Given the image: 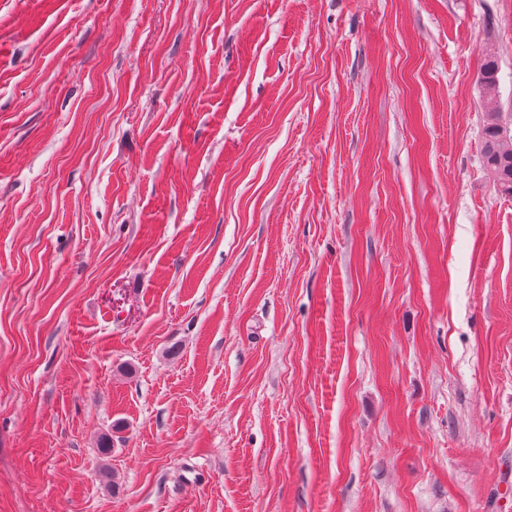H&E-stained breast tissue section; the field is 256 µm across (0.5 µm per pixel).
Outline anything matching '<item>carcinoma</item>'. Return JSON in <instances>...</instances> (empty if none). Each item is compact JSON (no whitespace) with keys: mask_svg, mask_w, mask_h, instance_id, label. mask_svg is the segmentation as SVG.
<instances>
[{"mask_svg":"<svg viewBox=\"0 0 512 512\" xmlns=\"http://www.w3.org/2000/svg\"><path fill=\"white\" fill-rule=\"evenodd\" d=\"M498 71L495 52L485 50L478 76L480 94L487 106L482 128V160L493 172L499 191L512 197V131L504 128L502 113L497 108Z\"/></svg>","mask_w":512,"mask_h":512,"instance_id":"obj_1","label":"carcinoma"}]
</instances>
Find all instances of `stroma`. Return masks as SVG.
<instances>
[{"instance_id":"1","label":"stroma","mask_w":512,"mask_h":512,"mask_svg":"<svg viewBox=\"0 0 512 512\" xmlns=\"http://www.w3.org/2000/svg\"><path fill=\"white\" fill-rule=\"evenodd\" d=\"M488 46L512 121V0H0V512H494Z\"/></svg>"}]
</instances>
